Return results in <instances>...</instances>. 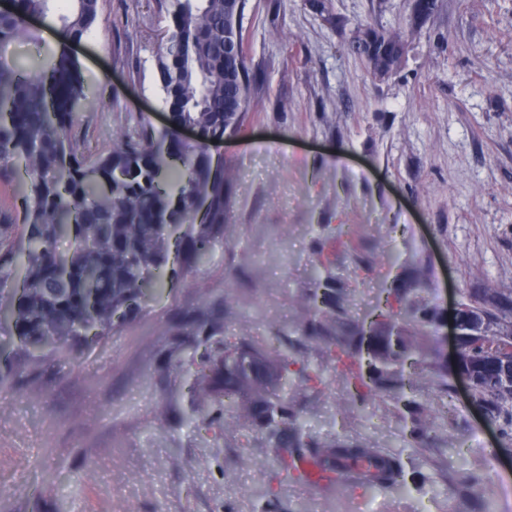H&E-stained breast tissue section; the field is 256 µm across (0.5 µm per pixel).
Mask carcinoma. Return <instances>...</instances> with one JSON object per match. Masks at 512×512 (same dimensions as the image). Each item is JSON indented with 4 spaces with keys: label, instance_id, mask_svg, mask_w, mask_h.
<instances>
[{
    "label": "carcinoma",
    "instance_id": "1",
    "mask_svg": "<svg viewBox=\"0 0 512 512\" xmlns=\"http://www.w3.org/2000/svg\"><path fill=\"white\" fill-rule=\"evenodd\" d=\"M50 0H14L0 13V50L38 39L25 26L28 16L48 15ZM231 0H158L169 25L158 58L169 125L155 128L147 118L125 132L112 150L89 161L71 135L73 105L87 97L78 65L65 48L52 60L29 66L0 53V161H22L29 176L15 217L18 232L0 244V310L7 314L8 362L23 355L66 353L82 342L119 330L141 309V299L158 283L156 271L170 255L192 272L224 236L232 182L231 168L207 151V142L241 126L251 110V87L242 13ZM438 0H414L415 19L424 22ZM99 0H74L58 16L64 36L81 40L99 16ZM413 31H385L359 25L348 50L375 78L402 65ZM191 126L199 140L178 139ZM202 219H196L201 203ZM73 239L67 253L58 242ZM419 282L406 281L394 299L378 302L354 319L331 284L314 295L318 321L302 334L318 343L332 364L341 365L360 398L378 390L395 392L406 406V372L424 365L423 339L431 313L419 305ZM218 319L187 331L180 344L203 337L193 393L206 412L219 399L232 413L264 430L277 465L311 453L325 479L343 483L346 469L363 465L366 485L404 488L397 461L357 443L302 440L301 415L284 402L290 386L288 359L256 343L227 345ZM475 398L502 435L512 436V408L493 382L482 381Z\"/></svg>",
    "mask_w": 512,
    "mask_h": 512
}]
</instances>
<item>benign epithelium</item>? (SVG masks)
<instances>
[{
	"instance_id": "1",
	"label": "benign epithelium",
	"mask_w": 512,
	"mask_h": 512,
	"mask_svg": "<svg viewBox=\"0 0 512 512\" xmlns=\"http://www.w3.org/2000/svg\"><path fill=\"white\" fill-rule=\"evenodd\" d=\"M456 352L473 345L472 366L456 371L465 382L470 396H475L479 376L487 363L498 369L503 390L512 391V327H498L483 305L457 304L453 320Z\"/></svg>"
}]
</instances>
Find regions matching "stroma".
<instances>
[{
	"mask_svg": "<svg viewBox=\"0 0 512 512\" xmlns=\"http://www.w3.org/2000/svg\"><path fill=\"white\" fill-rule=\"evenodd\" d=\"M413 0H333L343 27L308 0H246L253 82L241 130L220 145L235 171L224 238L207 262L143 303L112 335L32 364L0 394V512H512V438L472 404L451 370L458 302L512 309V0H438L414 25ZM9 46L26 62L60 45ZM101 21L70 44L90 91L74 107L94 159L148 116L167 123L157 0H100ZM416 26L402 68L371 78L347 49L355 23ZM352 243L333 241L337 225ZM353 314L409 278L437 327L412 398L431 427L411 438L398 398L353 395L302 324L318 277ZM222 315L232 342L270 343L318 388L287 395L304 435L397 459L404 492L294 482L261 431L192 396L200 354L178 340Z\"/></svg>",
	"mask_w": 512,
	"mask_h": 512,
	"instance_id": "1",
	"label": "stroma"
}]
</instances>
